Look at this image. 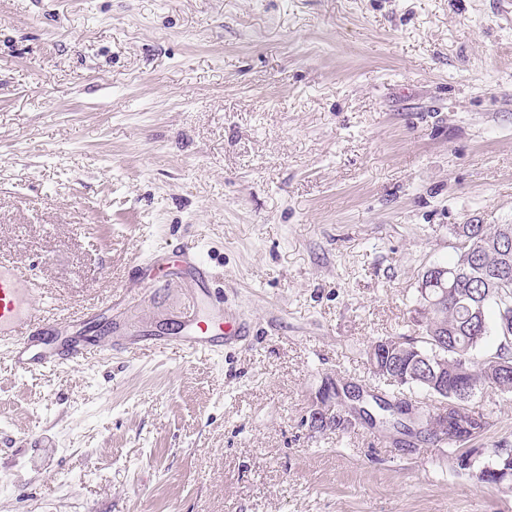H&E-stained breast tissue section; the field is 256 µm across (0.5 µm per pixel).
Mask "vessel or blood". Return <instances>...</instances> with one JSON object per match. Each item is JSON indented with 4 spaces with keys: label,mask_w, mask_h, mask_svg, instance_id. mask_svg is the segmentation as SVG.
Listing matches in <instances>:
<instances>
[{
    "label": "vessel or blood",
    "mask_w": 512,
    "mask_h": 512,
    "mask_svg": "<svg viewBox=\"0 0 512 512\" xmlns=\"http://www.w3.org/2000/svg\"><path fill=\"white\" fill-rule=\"evenodd\" d=\"M181 265L192 275L195 286L190 289L192 310L186 315L179 339L156 336L150 339L129 333L126 326L112 328L111 348L144 343L161 349L176 347L184 352L220 351L224 346L249 336L247 321L224 329L219 320L224 312V293L208 287L209 271L197 253L182 255ZM44 288L35 280L29 268L0 259V344L10 348V361L17 373L54 368L60 362L57 341H64L69 354L79 357L93 344L80 334L70 332V320H48L43 296Z\"/></svg>",
    "instance_id": "b4317fda"
}]
</instances>
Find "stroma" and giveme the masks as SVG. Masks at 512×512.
<instances>
[{
	"label": "stroma",
	"instance_id": "stroma-1",
	"mask_svg": "<svg viewBox=\"0 0 512 512\" xmlns=\"http://www.w3.org/2000/svg\"><path fill=\"white\" fill-rule=\"evenodd\" d=\"M457 224H512L498 0H0V258L89 337L170 336L184 281L159 266L152 296L132 270L186 245L255 327L24 376L0 348V512H512L446 443L307 420L339 381L439 411L367 351L421 336ZM473 403L481 465L512 400Z\"/></svg>",
	"mask_w": 512,
	"mask_h": 512
}]
</instances>
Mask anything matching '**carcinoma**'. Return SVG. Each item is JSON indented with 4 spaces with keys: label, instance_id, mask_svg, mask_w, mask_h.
Masks as SVG:
<instances>
[{
    "label": "carcinoma",
    "instance_id": "carcinoma-1",
    "mask_svg": "<svg viewBox=\"0 0 512 512\" xmlns=\"http://www.w3.org/2000/svg\"><path fill=\"white\" fill-rule=\"evenodd\" d=\"M453 234L459 240L458 254L446 269L458 273L447 284V297L427 308L416 299L414 312L423 325L419 341L404 344L393 363L375 360L376 374L385 380L400 376L399 386L418 387L437 396L448 385V401L463 411V424L440 432V423H426V434L444 441L454 452L461 442L481 437L491 426L489 415L471 401L489 391L512 398V224H457ZM482 310L495 308L500 344L495 353L478 356V348L489 332L488 318L471 316L477 303ZM435 363V371L426 362Z\"/></svg>",
    "mask_w": 512,
    "mask_h": 512
}]
</instances>
